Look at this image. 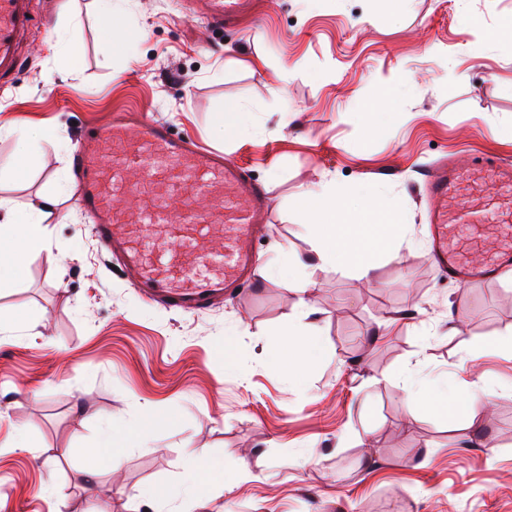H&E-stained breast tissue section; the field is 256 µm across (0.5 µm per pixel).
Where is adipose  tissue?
Returning <instances> with one entry per match:
<instances>
[{
    "mask_svg": "<svg viewBox=\"0 0 512 512\" xmlns=\"http://www.w3.org/2000/svg\"><path fill=\"white\" fill-rule=\"evenodd\" d=\"M302 200L307 216L304 230L313 241L309 268L342 261L354 266L362 277L371 278L373 256L389 248V231L401 222L393 206L370 193L361 208L353 210L345 198L337 196L326 185L305 191ZM57 204L58 197L54 194L43 196L39 205L25 211L14 210L0 201V242L16 237L22 240L28 251L46 249L44 217ZM321 347L318 327L307 325L291 330L288 333V352L275 358L274 364L289 376H298L317 362ZM409 389L413 397L409 412L413 415L424 409L452 419L461 414L486 412L492 407L491 400L477 389L465 392L440 390L428 397L423 396V388L418 382H411ZM219 480L228 488L237 483L236 475L225 472L219 463L189 454L184 492L201 494L210 483Z\"/></svg>",
    "mask_w": 512,
    "mask_h": 512,
    "instance_id": "1",
    "label": "adipose tissue"
}]
</instances>
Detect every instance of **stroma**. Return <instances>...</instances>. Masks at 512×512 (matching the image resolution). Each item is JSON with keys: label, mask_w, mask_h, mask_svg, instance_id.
<instances>
[{"label": "stroma", "mask_w": 512, "mask_h": 512, "mask_svg": "<svg viewBox=\"0 0 512 512\" xmlns=\"http://www.w3.org/2000/svg\"><path fill=\"white\" fill-rule=\"evenodd\" d=\"M112 9L134 36L124 53L103 38L94 0H30L23 64L0 83V160L18 148L5 123L38 138L23 173L0 172V198L24 207L54 191L84 126L136 109L267 189L258 269L309 255L301 195L320 185L353 204L376 192L404 223L374 256V281L325 266L303 297L288 288L296 265L194 313L146 300L76 195L62 197L48 251L0 286V512H153L136 490L177 484L191 449L239 480L182 512H512V355L495 346L512 338V273L444 280L428 258L423 184L451 151L512 163V44L495 39L512 0H237L220 27L197 0ZM74 17L72 58L55 33ZM388 87L397 104L383 129L371 107ZM232 105L245 121L230 135ZM300 317L323 351L291 381L270 359ZM411 378L481 389L494 406L407 417ZM111 424L147 431L115 473L82 454ZM16 438L24 449L9 448Z\"/></svg>", "instance_id": "stroma-1"}]
</instances>
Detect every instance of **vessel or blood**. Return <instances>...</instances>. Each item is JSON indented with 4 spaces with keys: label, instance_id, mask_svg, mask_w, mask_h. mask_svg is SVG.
I'll return each mask as SVG.
<instances>
[{
    "label": "vessel or blood",
    "instance_id": "b4317fda",
    "mask_svg": "<svg viewBox=\"0 0 512 512\" xmlns=\"http://www.w3.org/2000/svg\"><path fill=\"white\" fill-rule=\"evenodd\" d=\"M28 22V0H0V76L17 66L16 36ZM80 206L98 240L119 253L141 287L171 306L206 310L216 295L251 286L255 258L241 242L266 220L267 190L254 183L223 152L174 136L168 122L133 111L86 130L71 156ZM142 169L141 204L132 214L116 211L115 195L125 192L122 174ZM485 168L500 185H512V166L494 157L453 154L428 174L430 259L448 280L463 286L491 280L512 266V225L493 255L476 266L458 247L457 228L469 213L456 209L461 184ZM224 240L221 249L209 238ZM164 239L178 249H162Z\"/></svg>",
    "mask_w": 512,
    "mask_h": 512
}]
</instances>
